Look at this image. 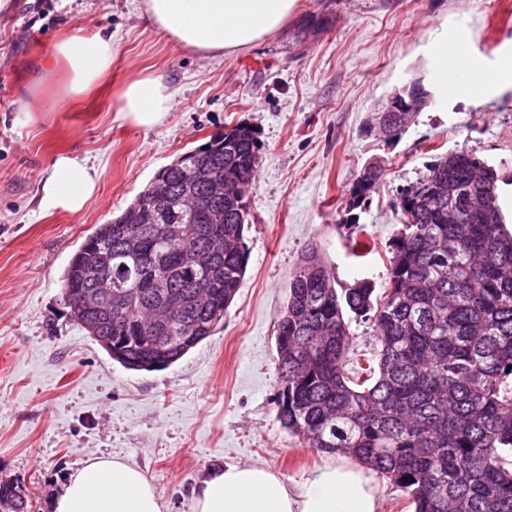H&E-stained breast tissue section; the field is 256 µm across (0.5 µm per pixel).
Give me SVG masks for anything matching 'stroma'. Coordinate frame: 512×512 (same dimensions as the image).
Here are the masks:
<instances>
[{
  "instance_id": "obj_1",
  "label": "stroma",
  "mask_w": 512,
  "mask_h": 512,
  "mask_svg": "<svg viewBox=\"0 0 512 512\" xmlns=\"http://www.w3.org/2000/svg\"><path fill=\"white\" fill-rule=\"evenodd\" d=\"M312 14L323 20L315 32L305 25ZM105 27L111 72L66 98L63 70L47 66L53 47ZM443 34L496 66L512 55V0H297L281 31L222 55L176 44L143 0H9L0 9V480L22 487L34 512H50L92 456L139 467L164 512H192V490L212 467L258 464L303 482L327 461L277 415L276 322L301 254L320 248L340 284L384 288L402 191L456 150L497 171L512 231V86L443 96L429 66ZM152 72L174 103L145 129L119 118V96ZM414 78L430 105L394 137L370 129L374 108ZM239 122L256 129L260 159L238 293L214 335L169 368L126 370L69 320V260L161 168ZM63 154L99 176L77 214L39 206ZM373 162L380 178L347 210ZM356 239L376 248L361 264L350 254Z\"/></svg>"
}]
</instances>
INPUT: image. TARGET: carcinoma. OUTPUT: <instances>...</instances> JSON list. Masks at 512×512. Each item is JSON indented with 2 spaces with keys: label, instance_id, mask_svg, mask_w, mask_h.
Segmentation results:
<instances>
[{
  "label": "carcinoma",
  "instance_id": "carcinoma-1",
  "mask_svg": "<svg viewBox=\"0 0 512 512\" xmlns=\"http://www.w3.org/2000/svg\"><path fill=\"white\" fill-rule=\"evenodd\" d=\"M259 165L256 130L237 123L182 154L70 259L63 288H84L103 259L112 295L94 310L78 298L69 320L112 340L118 363L172 365L211 336L247 266L248 192ZM235 191L222 197L195 177ZM376 178L364 170L354 209ZM496 172L466 156L437 159L402 192L405 224L389 242L381 293L363 279L336 288L315 247L301 256L276 330L278 416L325 453H347L385 477L414 512H512V232ZM372 322L371 358L350 323ZM0 512H32L29 495L0 481Z\"/></svg>",
  "mask_w": 512,
  "mask_h": 512
}]
</instances>
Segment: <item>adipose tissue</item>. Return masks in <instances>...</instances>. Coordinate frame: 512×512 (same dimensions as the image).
Wrapping results in <instances>:
<instances>
[{
    "instance_id": "obj_1",
    "label": "adipose tissue",
    "mask_w": 512,
    "mask_h": 512,
    "mask_svg": "<svg viewBox=\"0 0 512 512\" xmlns=\"http://www.w3.org/2000/svg\"><path fill=\"white\" fill-rule=\"evenodd\" d=\"M296 0H144L153 24L184 47L221 54L249 46L280 30ZM54 63L67 73L69 95L97 86L112 68V34L58 42ZM174 95L162 75L130 83L119 110L134 125H159ZM96 190V174L83 159H57L41 187L40 203L72 214ZM381 490L366 467L340 455L302 483L285 481L261 465L209 470L192 491L193 512H379ZM154 486L136 466L115 456L88 458L53 501L52 512H162Z\"/></svg>"
}]
</instances>
